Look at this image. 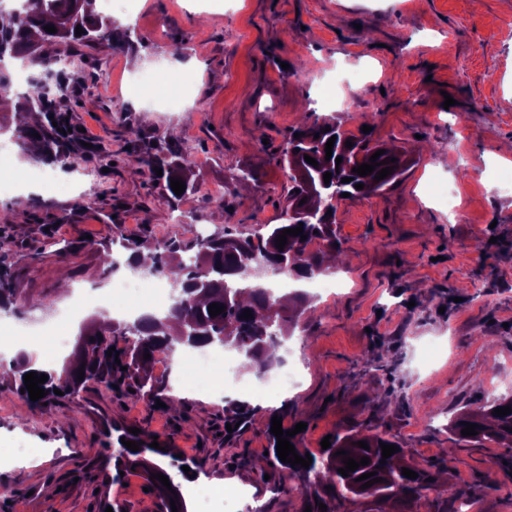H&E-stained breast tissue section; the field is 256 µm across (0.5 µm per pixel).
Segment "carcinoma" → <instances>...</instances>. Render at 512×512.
Returning a JSON list of instances; mask_svg holds the SVG:
<instances>
[{
  "label": "carcinoma",
  "mask_w": 512,
  "mask_h": 512,
  "mask_svg": "<svg viewBox=\"0 0 512 512\" xmlns=\"http://www.w3.org/2000/svg\"><path fill=\"white\" fill-rule=\"evenodd\" d=\"M95 0H24L16 9H6L0 0V106L9 101L10 78L3 71L1 63L5 57L22 59L33 66L47 71L55 70L61 62H72L83 55V50L97 48H116L121 44H130L128 35H121L112 19L97 12ZM46 26H53L56 32L48 33ZM82 27L85 33L75 34L76 27ZM58 43L65 46V52L48 56L43 51V43ZM69 96V87L62 81L55 82V91L41 87L35 92L17 98L15 109L22 114H35L37 124L29 126L24 122L16 128L6 125V116H0V133H12L13 143L28 160L34 163H63L67 154L78 146L77 134L68 132L71 127L67 111L61 103ZM330 131H325V128ZM300 138H289L283 150V161L291 170L293 186L288 191V203L282 213V223L265 224L263 231L244 235L227 230L224 225H216L213 233L195 237L184 247L175 243L163 246V251L153 255L149 265H143L138 259L140 242L128 241L122 247L128 251L126 266L133 272L154 275L163 269L179 271V277L171 282V303L162 315L144 314L132 321L112 320L107 325L112 339L99 338L101 332L89 331L80 334L77 344V359L53 373L35 367V357L24 350L17 352L9 372L14 376L16 389L25 387L23 376L31 371L45 374L48 380L40 385L47 392L46 398L55 397L58 389L67 397L79 391L88 383L105 387L108 390L117 386L122 388L129 381L136 382L133 396L150 404L161 401L171 410H178L179 400L163 394V387L156 385L147 372V367L157 357L174 356L183 348L201 345L233 348L244 354L256 372L267 371L277 359L279 348L290 336L291 328L298 325L299 318L312 301L310 294L302 291L288 293V303L267 293L266 288L256 282L258 272L278 268L280 260L289 263L285 273L296 277H312L327 271L324 267L329 256L341 253L335 247L336 216L327 211H336L335 202L342 194L350 196H368L383 191L397 182L403 174L399 155L387 150L375 162L386 158L395 159L388 163L392 174L377 181L375 175L360 176L352 168L370 162V157L379 147L370 145L367 137L351 136L345 138L335 125L326 123L303 125L295 129ZM39 134L36 139L33 134ZM319 138H314V135ZM336 137L332 148V157L325 160L326 143ZM351 140L353 147L345 146ZM314 158L318 166L307 163L304 155ZM342 163H336V158ZM136 163L150 174L162 169L165 180L180 179L186 185L184 193L177 195L170 185L172 202H179L193 194L197 187L187 174L188 167L183 158L182 147L174 142L162 140L154 147H147L135 154ZM332 173L330 183L326 184L323 174ZM345 177L352 178L348 183L341 182ZM362 183L364 189L355 185ZM306 203H301V199ZM303 226L305 240L300 236L287 237L284 249H279L276 239L283 230ZM319 242L320 247L308 250V245ZM17 302V288L7 265H0V311L9 312ZM220 303L225 311L213 317L208 306ZM250 310L252 318H241L242 311ZM124 346H117L118 341ZM115 349L119 355L107 356L106 351ZM151 358H144V354ZM127 370H122V367ZM84 372L83 380H77L78 373ZM509 406L512 408V394L494 398L482 413L461 412L448 423L451 441L481 443L485 440L507 441L512 444V413L497 416L492 410ZM258 408L242 401H235L224 408V422L232 426V432L251 421ZM477 425L475 436L461 434L463 423ZM139 443V451L133 452L119 445L112 453L115 460L126 468H141L146 473H162L168 476L171 488H166L157 479L151 480L162 502L164 512H172L171 499H176L178 512H187L185 499L181 493V484L175 482L174 475L190 478L182 469L185 462L172 452L152 449L151 453L168 456L169 468L165 469L149 462L145 455L149 453L153 436L142 434L132 437ZM270 458L267 464L281 467L297 475L305 484L331 488V491L344 497L375 498L394 500L403 509L420 499L422 491H439L423 470L416 471L418 477L410 479L402 475L403 465L398 463L401 452L397 451L382 460L380 443L392 444V441L377 434L361 435L348 433L338 435L330 448L322 455L312 456V463L305 468L299 464L293 466L284 463L277 456V439L269 434ZM364 441L368 449L358 447L357 442ZM345 450L349 457L360 460L366 456L370 464L361 466L344 477L338 469L345 467L343 456L335 452ZM376 472L380 481L364 489L365 481L358 480L364 473Z\"/></svg>",
  "instance_id": "carcinoma-1"
}]
</instances>
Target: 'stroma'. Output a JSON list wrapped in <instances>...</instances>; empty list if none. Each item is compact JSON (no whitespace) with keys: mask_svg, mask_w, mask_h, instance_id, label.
I'll use <instances>...</instances> for the list:
<instances>
[{"mask_svg":"<svg viewBox=\"0 0 512 512\" xmlns=\"http://www.w3.org/2000/svg\"><path fill=\"white\" fill-rule=\"evenodd\" d=\"M127 26L132 46L92 52L62 75L75 90L73 124L106 148L111 168L77 153L55 166L51 192L22 191L0 172L10 215L0 233L15 242L7 263L21 295L12 320L28 325L30 348L46 349L45 331L62 317L60 273L103 288L121 277L102 261L121 242L192 239L168 223L170 198L133 162L128 128L146 143L180 144L198 223L213 226L220 211L248 234L280 221L291 186L281 151L296 128L327 122L357 135L370 126L372 143L403 152L407 170L383 193L337 202L344 253L328 275L337 287L301 316L283 353L297 383L267 404L292 403L283 424L306 423L299 447L316 454L324 437L365 427L398 442L402 463L446 487L414 512H455L462 493L479 512H512V475L501 468L512 447L456 445L446 430L456 414L512 393V193L498 189L512 165L490 162L512 143V0H140ZM171 57L197 79L193 111L126 93ZM342 78L354 91L348 104L323 103L325 92L340 96ZM243 169L256 182L239 188ZM436 181L456 185L462 222H449ZM210 185L224 187L223 204L202 195ZM372 359L383 369L369 368ZM221 375L185 382L177 414L92 385L30 410L0 382V512H103L115 502L161 512L141 472L113 479L120 427L197 462L216 492L249 491L262 512H304L317 488L265 465L264 417L224 436L238 392L200 395ZM20 446L30 459H12Z\"/></svg>","mask_w":512,"mask_h":512,"instance_id":"1","label":"stroma"}]
</instances>
